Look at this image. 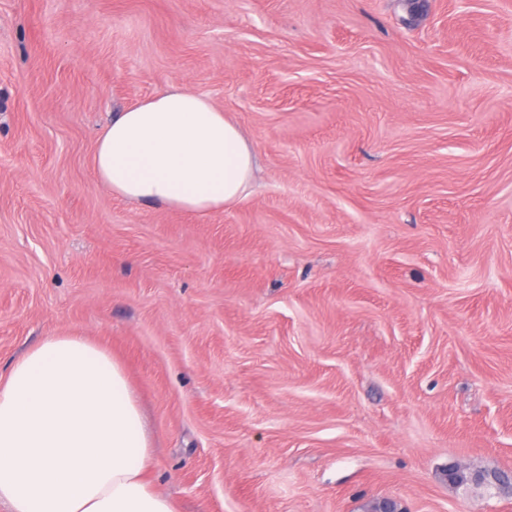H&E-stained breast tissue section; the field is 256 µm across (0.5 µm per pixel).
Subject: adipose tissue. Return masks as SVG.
<instances>
[{"label": "adipose tissue", "mask_w": 512, "mask_h": 512, "mask_svg": "<svg viewBox=\"0 0 512 512\" xmlns=\"http://www.w3.org/2000/svg\"><path fill=\"white\" fill-rule=\"evenodd\" d=\"M91 166L114 197L202 217L246 199L257 170L239 125L187 89L113 116ZM152 457L123 367L77 330L45 337L0 381V503L10 512H177L148 478Z\"/></svg>", "instance_id": "adipose-tissue-1"}]
</instances>
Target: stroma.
Masks as SVG:
<instances>
[{
    "instance_id": "35a3bbf8",
    "label": "stroma",
    "mask_w": 512,
    "mask_h": 512,
    "mask_svg": "<svg viewBox=\"0 0 512 512\" xmlns=\"http://www.w3.org/2000/svg\"><path fill=\"white\" fill-rule=\"evenodd\" d=\"M0 0V376L110 350L179 512H512V0ZM208 96L253 191L115 199L113 113Z\"/></svg>"
}]
</instances>
